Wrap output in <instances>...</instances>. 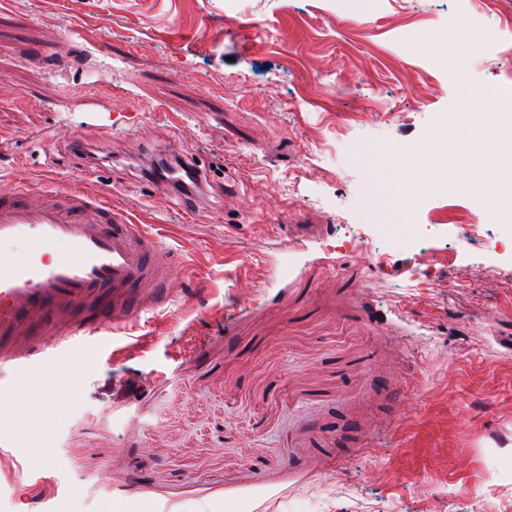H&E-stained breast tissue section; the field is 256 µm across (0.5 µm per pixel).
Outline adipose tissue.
Segmentation results:
<instances>
[{
  "instance_id": "ef3b65f1",
  "label": "adipose tissue",
  "mask_w": 512,
  "mask_h": 512,
  "mask_svg": "<svg viewBox=\"0 0 512 512\" xmlns=\"http://www.w3.org/2000/svg\"><path fill=\"white\" fill-rule=\"evenodd\" d=\"M462 94L483 104L480 116L470 125L439 129L409 153L383 147L371 156L374 179L392 202L389 221L401 229L409 227L408 214L414 202L461 149L472 160L469 178L495 189L494 201L499 207H512V89L467 87Z\"/></svg>"
}]
</instances>
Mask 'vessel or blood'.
<instances>
[{"instance_id":"1","label":"vessel or blood","mask_w":512,"mask_h":512,"mask_svg":"<svg viewBox=\"0 0 512 512\" xmlns=\"http://www.w3.org/2000/svg\"><path fill=\"white\" fill-rule=\"evenodd\" d=\"M172 252L108 193L0 185V373L108 344L168 303Z\"/></svg>"}]
</instances>
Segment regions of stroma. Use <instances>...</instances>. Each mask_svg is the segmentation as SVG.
Wrapping results in <instances>:
<instances>
[{"label":"stroma","instance_id":"obj_1","mask_svg":"<svg viewBox=\"0 0 512 512\" xmlns=\"http://www.w3.org/2000/svg\"><path fill=\"white\" fill-rule=\"evenodd\" d=\"M460 17L485 38L443 41ZM468 85L512 87V0H0V178L111 189L192 298L62 352L92 367L60 411L37 366L49 428L25 452L0 411V512H512V220L454 167L410 236L362 221L370 155ZM150 154L206 175L193 212Z\"/></svg>","mask_w":512,"mask_h":512}]
</instances>
